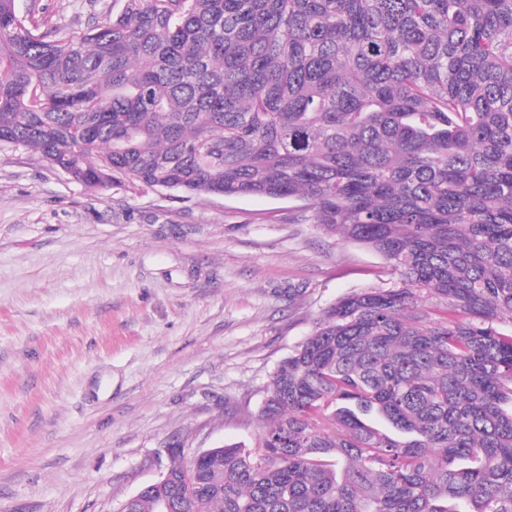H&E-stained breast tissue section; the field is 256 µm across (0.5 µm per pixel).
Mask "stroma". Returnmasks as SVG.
Listing matches in <instances>:
<instances>
[{"label":"stroma","instance_id":"35a3bbf8","mask_svg":"<svg viewBox=\"0 0 512 512\" xmlns=\"http://www.w3.org/2000/svg\"><path fill=\"white\" fill-rule=\"evenodd\" d=\"M61 32L123 0H17ZM376 252L303 201L103 191L0 147V512H118L171 462L253 448L278 364Z\"/></svg>","mask_w":512,"mask_h":512}]
</instances>
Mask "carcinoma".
Here are the masks:
<instances>
[{"instance_id":"1","label":"carcinoma","mask_w":512,"mask_h":512,"mask_svg":"<svg viewBox=\"0 0 512 512\" xmlns=\"http://www.w3.org/2000/svg\"><path fill=\"white\" fill-rule=\"evenodd\" d=\"M124 2L62 35L0 0V144L298 198L397 275L278 364L254 450L173 463L175 512H512V0Z\"/></svg>"}]
</instances>
